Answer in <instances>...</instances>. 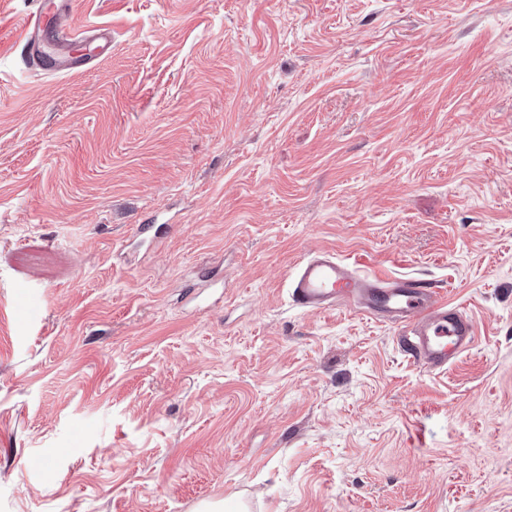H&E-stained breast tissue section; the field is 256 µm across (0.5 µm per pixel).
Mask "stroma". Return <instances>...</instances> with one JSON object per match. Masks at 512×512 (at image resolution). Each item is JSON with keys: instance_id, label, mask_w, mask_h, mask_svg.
I'll return each instance as SVG.
<instances>
[{"instance_id": "stroma-1", "label": "stroma", "mask_w": 512, "mask_h": 512, "mask_svg": "<svg viewBox=\"0 0 512 512\" xmlns=\"http://www.w3.org/2000/svg\"><path fill=\"white\" fill-rule=\"evenodd\" d=\"M0 0V512H512V0ZM171 223L135 242L150 217ZM448 288L447 372L309 252ZM41 5L27 21L26 41L34 55H43V41L48 39L53 46V55L43 56L45 68L52 71L78 73L91 67L92 58L75 56L74 47L80 39L95 41L102 54L112 49V31L104 27L92 28L84 35L71 28L63 18L72 11V0H42ZM52 11L60 20L54 26L46 28V12Z\"/></svg>"}]
</instances>
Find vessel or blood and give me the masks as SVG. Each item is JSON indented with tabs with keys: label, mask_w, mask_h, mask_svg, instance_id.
<instances>
[{
	"label": "vessel or blood",
	"mask_w": 512,
	"mask_h": 512,
	"mask_svg": "<svg viewBox=\"0 0 512 512\" xmlns=\"http://www.w3.org/2000/svg\"><path fill=\"white\" fill-rule=\"evenodd\" d=\"M72 0H41L26 24V41L33 54L44 55V42H51L52 55H44L47 69L78 73L91 66L76 56L74 47L85 38L98 44L101 53L112 49V32L96 27L78 33L68 17ZM58 21L46 26L47 13ZM292 303L310 313L344 310L376 321L401 324L397 340L406 359L432 373L447 371L475 344L477 328L472 317L449 302L445 289L415 277L377 271L370 256L354 252L345 256L324 250L297 262L289 279Z\"/></svg>",
	"instance_id": "1"
}]
</instances>
